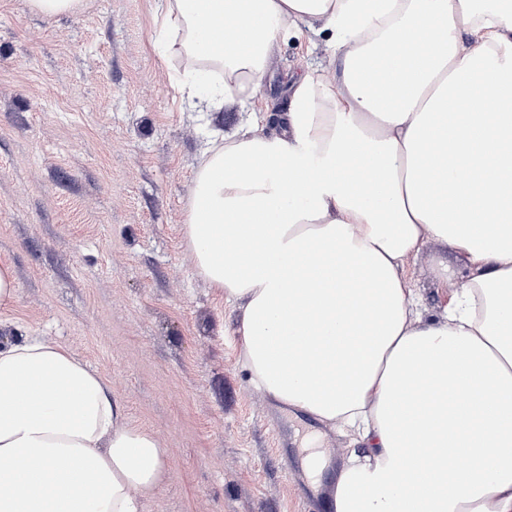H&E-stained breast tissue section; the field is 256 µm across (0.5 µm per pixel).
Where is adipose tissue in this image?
<instances>
[{"label":"adipose tissue","instance_id":"adipose-tissue-1","mask_svg":"<svg viewBox=\"0 0 512 512\" xmlns=\"http://www.w3.org/2000/svg\"><path fill=\"white\" fill-rule=\"evenodd\" d=\"M156 11L158 40L183 34L180 91L209 107L258 83L279 40L332 34L335 78L292 83L279 135L209 145L184 229L197 274L243 310L253 384L363 442L335 512H512V0ZM431 241L471 264L437 321L402 276ZM165 455L67 350L0 348V512H141Z\"/></svg>","mask_w":512,"mask_h":512}]
</instances>
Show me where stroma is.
I'll use <instances>...</instances> for the list:
<instances>
[{
	"label": "stroma",
	"instance_id": "obj_1",
	"mask_svg": "<svg viewBox=\"0 0 512 512\" xmlns=\"http://www.w3.org/2000/svg\"><path fill=\"white\" fill-rule=\"evenodd\" d=\"M83 3L47 17L0 0V260L17 285L0 307V347L24 336L61 345L131 426L158 436L170 477L145 512H328L314 490L353 438L252 383L242 311L196 274L184 220L211 140L254 125L278 134L293 80L335 71L329 34L316 22L278 42L245 98L200 112L174 87L181 39L157 42L155 0ZM470 273L435 242L404 262L426 320L445 315ZM311 447L326 460L316 485Z\"/></svg>",
	"mask_w": 512,
	"mask_h": 512
}]
</instances>
